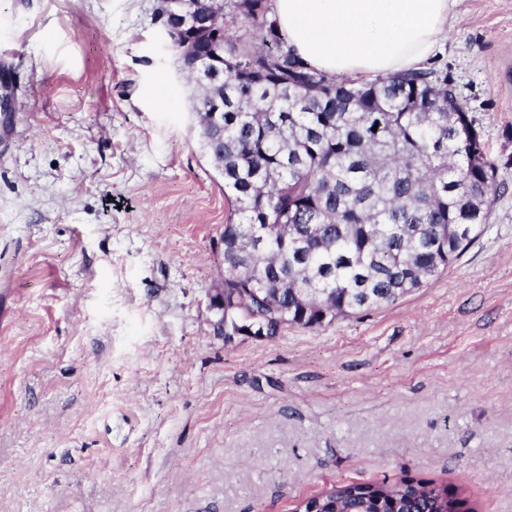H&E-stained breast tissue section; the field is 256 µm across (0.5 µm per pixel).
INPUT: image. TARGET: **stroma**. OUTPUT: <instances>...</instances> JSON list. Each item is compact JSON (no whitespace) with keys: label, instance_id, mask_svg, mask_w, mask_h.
<instances>
[{"label":"stroma","instance_id":"obj_1","mask_svg":"<svg viewBox=\"0 0 512 512\" xmlns=\"http://www.w3.org/2000/svg\"><path fill=\"white\" fill-rule=\"evenodd\" d=\"M157 0H0V512H295L432 481L512 512V0L431 59L497 166L488 227L395 304L225 338L224 181Z\"/></svg>","mask_w":512,"mask_h":512}]
</instances>
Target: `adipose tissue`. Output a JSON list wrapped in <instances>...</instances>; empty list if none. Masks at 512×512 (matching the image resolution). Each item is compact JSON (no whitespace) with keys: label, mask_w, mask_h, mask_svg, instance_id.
Segmentation results:
<instances>
[{"label":"adipose tissue","mask_w":512,"mask_h":512,"mask_svg":"<svg viewBox=\"0 0 512 512\" xmlns=\"http://www.w3.org/2000/svg\"><path fill=\"white\" fill-rule=\"evenodd\" d=\"M269 7L310 67L364 82L420 70L448 39L449 0H270Z\"/></svg>","instance_id":"adipose-tissue-1"}]
</instances>
